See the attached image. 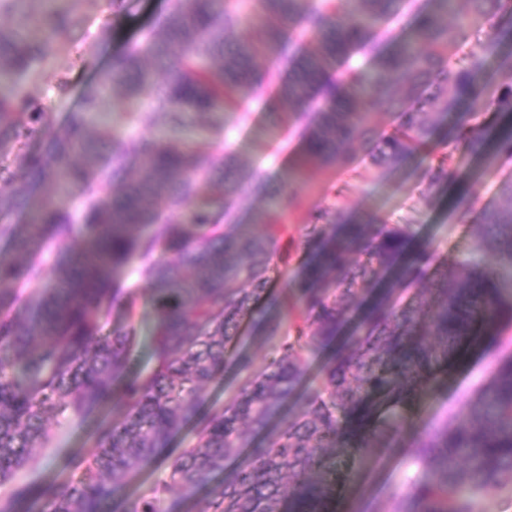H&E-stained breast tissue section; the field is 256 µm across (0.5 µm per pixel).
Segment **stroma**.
Returning a JSON list of instances; mask_svg holds the SVG:
<instances>
[{
  "label": "stroma",
  "instance_id": "35a3bbf8",
  "mask_svg": "<svg viewBox=\"0 0 512 512\" xmlns=\"http://www.w3.org/2000/svg\"><path fill=\"white\" fill-rule=\"evenodd\" d=\"M169 8L170 0H86L84 27L68 34L48 75L25 83L24 95L52 116L55 132H63L64 117L74 109L83 84L126 48L135 31L161 19ZM61 80L71 86L68 95H59L55 89ZM244 110L245 118L236 122L228 141L212 140L214 149L233 150L240 164L260 170L271 183L288 180L299 149L298 130L273 134L271 127L277 118L267 114L263 105L253 102L245 105ZM509 178L512 157H499L479 175L466 176L452 184L432 207L422 203L424 186L409 171L367 181L326 168L317 173L312 183L300 185L299 192L311 203L327 202L338 195L355 209L380 210L390 223L416 224L421 237L431 241L441 254L460 258L472 248L473 235L468 225L449 221L451 204L462 194L476 198L482 205L496 202L498 184ZM491 372L490 359L482 355L450 374L434 395L420 405L422 424L430 427L461 415L467 395L485 383ZM91 432V421L52 418V443L35 453L23 471L24 476L40 483L68 477L67 456L89 451L93 446ZM427 477L426 470L415 465L409 456L396 455L353 490L352 512H395L398 491L409 481Z\"/></svg>",
  "mask_w": 512,
  "mask_h": 512
}]
</instances>
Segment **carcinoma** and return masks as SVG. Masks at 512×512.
<instances>
[{
	"instance_id": "1",
	"label": "carcinoma",
	"mask_w": 512,
	"mask_h": 512,
	"mask_svg": "<svg viewBox=\"0 0 512 512\" xmlns=\"http://www.w3.org/2000/svg\"><path fill=\"white\" fill-rule=\"evenodd\" d=\"M83 0H0V142L35 141L14 162L31 189L0 187V487L28 512H159L164 496L203 493L199 512H328L327 498L352 478L367 448L390 457L403 448L432 472L398 495L396 512H478L476 497L512 488V360L466 398V413L407 439L415 404L467 339L499 337L498 303L488 290L512 270V180L501 203L460 197L449 220L472 227L463 260L439 255L413 224L338 200L308 211L298 269L274 264L288 222L304 206L295 183L323 168L363 180L402 172L421 159L422 199L435 204L465 175L467 162L512 156V122L478 120L464 105L512 112V0H428L405 37L382 26L400 0H174L164 22L129 47L81 92L52 131L50 116L22 95L69 30ZM272 55L264 70L256 60ZM288 57V76L277 59ZM508 82H487L488 60ZM149 96L160 133L132 140L93 118L118 101L123 124L140 121ZM288 101L304 123L294 181L272 185L230 154L188 140L192 117L219 115L228 134L238 100ZM394 117L378 127L372 109ZM365 150L353 166L354 144ZM259 200L253 232L239 223L240 200ZM83 223L71 221L70 204ZM58 251L53 278L35 257ZM134 269L151 290L153 367L129 373L135 356L136 293L111 272ZM494 258L497 265L488 263ZM274 281L277 291L269 290ZM251 322L274 340L264 367L235 358ZM346 335L311 381L313 357ZM236 363L240 381L224 404L200 413L199 395ZM295 398L281 427L274 414ZM117 422L102 414L112 404ZM96 415L94 450L67 465L77 479L43 486L18 478L33 450L46 448V420ZM195 424L192 440L168 452L170 437ZM251 449L247 467L225 460ZM168 458L166 478L135 495L128 479Z\"/></svg>"
}]
</instances>
